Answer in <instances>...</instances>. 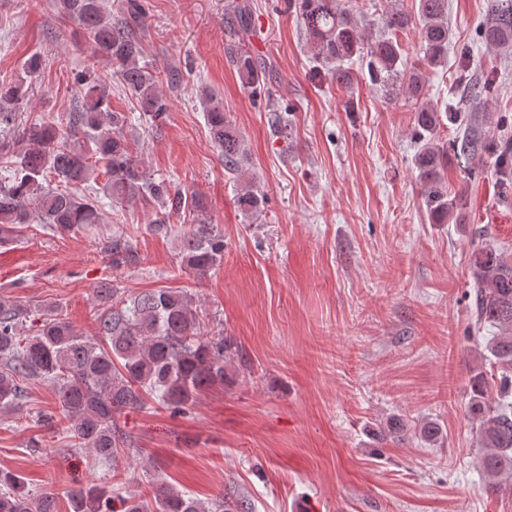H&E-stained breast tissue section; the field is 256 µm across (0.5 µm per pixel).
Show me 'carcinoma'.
I'll return each instance as SVG.
<instances>
[{
	"label": "carcinoma",
	"mask_w": 512,
	"mask_h": 512,
	"mask_svg": "<svg viewBox=\"0 0 512 512\" xmlns=\"http://www.w3.org/2000/svg\"><path fill=\"white\" fill-rule=\"evenodd\" d=\"M122 18L106 13L105 0H57L59 16L76 22L92 48V61L74 77L76 97L69 111L19 127L17 108L23 98L17 86L0 87V157L12 165L14 177L0 182V241L15 224L37 220L61 235L86 231L102 221L97 194L113 204L139 199L155 209L150 225L167 233L169 216L182 212L188 197L163 180L148 175L124 134L125 117L110 108V89L95 64L112 66V75L134 100L149 123L166 117L168 104L161 88L180 84L178 71L144 61L141 37L146 10L139 0H117ZM300 17L313 58L336 84L353 88L350 63L365 60L372 85L404 94L414 112L413 135L418 143L414 165L423 185L422 199L432 223L446 224L459 212V200L448 195V158L467 162L493 160L498 187L512 194V139L495 140L482 129L499 123L485 111L496 91L488 72L471 80L460 76V88L472 112L434 103L422 74L405 75L403 53L392 34L419 24L421 51L429 68L448 62L452 37L448 0H418L417 16L391 11L384 33L369 41L353 20V7L344 0H288ZM479 39L501 52L512 51V0H491L490 15ZM229 57L253 96L266 93L267 68L239 46ZM210 133L224 158V170L240 172L249 153L224 104L204 93ZM462 129L444 148L435 133L442 120ZM105 177L96 193L82 187ZM239 208L254 217L262 212L263 197L247 187L237 197ZM103 247L112 266L130 267L139 254L131 238L113 235ZM182 263L204 276L224 259V234L203 219L182 239ZM474 315L477 327L497 329L486 350L499 372V401L488 397L487 374L480 368L470 377L468 416L483 448L479 458L488 488L512 481V257L493 244L472 253ZM103 310L96 332L78 331L53 306L31 307L0 297V413L15 410L35 380L50 384L74 446L84 448L98 463L109 464L131 451L132 440L116 415L140 410L155 399L174 414L189 412L200 393L229 382V345L200 333L194 299L173 288L126 297L103 284L97 289ZM111 489L89 486L71 493L73 512H100ZM122 512H254L251 497L239 488L203 502L157 479L148 496L118 495ZM0 512H57L55 494L33 496L17 474L0 471Z\"/></svg>",
	"instance_id": "carcinoma-1"
}]
</instances>
